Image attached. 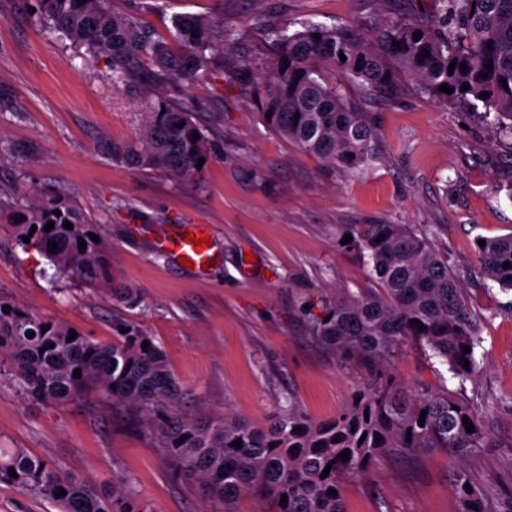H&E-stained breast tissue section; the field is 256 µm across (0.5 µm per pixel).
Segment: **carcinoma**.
Segmentation results:
<instances>
[{"label":"carcinoma","instance_id":"1","mask_svg":"<svg viewBox=\"0 0 512 512\" xmlns=\"http://www.w3.org/2000/svg\"><path fill=\"white\" fill-rule=\"evenodd\" d=\"M433 2L434 14L390 19L369 36L352 25L305 24L292 33L286 27L270 29L277 53L255 98L265 124L323 162L349 173L365 170L377 159L374 120L356 111L336 83L325 80L323 71L330 69L375 95L397 94L400 77L414 82L439 103L462 105L484 120L495 117L496 134L512 140V0ZM36 14L57 40L105 59L117 88L141 79L191 83L216 71V52L236 40L224 23L192 14L175 17L173 31L164 38L139 18L115 12L112 0H37ZM426 50L430 56L424 58ZM341 54L346 60H340ZM488 63L493 65L490 72ZM444 83L454 92L440 91ZM483 92L488 97L480 98ZM212 153L194 112L160 97L143 113L137 142L112 149V158L134 169L187 178L201 172L198 158L207 164ZM57 210L61 215H55ZM50 221L54 228L47 232ZM65 221L73 228H64ZM0 223L11 226L20 243L30 237L28 246L54 268L56 283L98 286L112 281L102 242L89 237L101 236L99 227L65 193L36 195L23 209L0 203ZM342 235L353 238L342 248L370 258L375 287L339 295L326 309L330 319L314 324L313 337L341 357L377 366L417 340L448 365L457 390H411L381 377L376 385L356 390L349 404L327 421L307 419L291 400L264 427L228 411L192 414L185 408L189 392L168 368L160 345L141 329L129 324V331L112 342L95 341L79 331L69 342L74 327L2 300L0 356H7L21 393L31 401L64 405L93 392L102 402L126 409L150 446L178 477L195 483L213 512H234L244 494L270 502V512H347L343 477L362 474L385 456L415 458L438 451L448 455L462 512H491L483 496L464 489L470 483L464 461L483 446L486 432L479 409L463 395L465 383L478 370L479 336L458 275L427 235L407 224H353ZM381 236L384 240L377 241ZM81 238L86 241L83 251ZM53 242L58 248L51 253L48 245ZM475 250L481 275L512 291V235L487 238ZM506 261L511 263L507 269L502 267ZM414 319L426 329L419 330ZM466 345L468 353L463 352ZM76 369L81 370L79 378L73 377ZM465 416L474 425L471 432L465 430ZM236 439L242 441L238 448L232 446ZM346 449L350 459L343 461L339 454ZM328 465L329 475L321 476ZM11 468L17 476L9 475ZM0 483L51 500L62 512H140L129 488L102 489L17 448H0ZM60 489L67 494L57 498ZM283 494L287 501L282 504Z\"/></svg>","mask_w":512,"mask_h":512}]
</instances>
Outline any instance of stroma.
Here are the masks:
<instances>
[{
	"label": "stroma",
	"mask_w": 512,
	"mask_h": 512,
	"mask_svg": "<svg viewBox=\"0 0 512 512\" xmlns=\"http://www.w3.org/2000/svg\"><path fill=\"white\" fill-rule=\"evenodd\" d=\"M34 0H0V200L65 189L100 224L112 287L50 286L47 260L0 226V300L109 342L139 326L165 353L191 397L189 411L231 412L262 425L287 399L311 420L336 416L378 370L344 359L311 335L337 294L370 287L368 261L340 248L346 224H408L429 232L458 274L479 319V370L466 396L482 413L486 443L465 467L490 506L512 494V291L477 270L478 238L512 235V144L494 139L470 109L441 104L402 82L396 96L341 80L375 120L377 160L358 174L302 153L269 130L233 70L193 84L112 87L105 60L52 37ZM166 35L180 14L219 17L238 39L224 59L262 76L274 57L267 31L352 24L369 32L398 14L395 0H115ZM188 104L214 158L180 180L113 160L107 145L132 140L156 96ZM206 224L220 254L207 275L157 255L163 230ZM252 253L254 262L244 260ZM411 387L455 389L446 364L416 344L389 364ZM0 447L21 448L97 482L126 484L148 512H205L197 487L169 471L140 428L97 397L64 406L20 392L0 360ZM347 512H460L447 455L406 464L384 457L346 478Z\"/></svg>",
	"instance_id": "obj_1"
}]
</instances>
